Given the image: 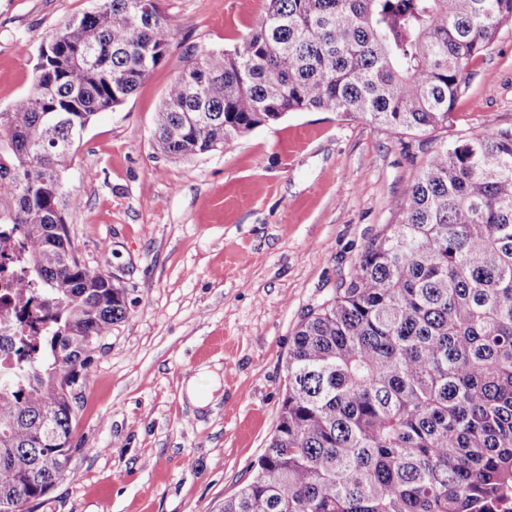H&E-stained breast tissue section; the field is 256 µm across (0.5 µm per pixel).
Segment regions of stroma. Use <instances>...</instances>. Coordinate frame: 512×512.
<instances>
[{"label": "stroma", "instance_id": "obj_1", "mask_svg": "<svg viewBox=\"0 0 512 512\" xmlns=\"http://www.w3.org/2000/svg\"><path fill=\"white\" fill-rule=\"evenodd\" d=\"M170 47L126 101L97 113L63 169L72 246L124 288L96 343L67 475L33 512H218L275 431L297 325L446 140L512 124V24L470 68L447 128L394 133L293 112L228 150L172 158L154 114L190 55L238 44L264 0H156ZM94 0H0V111L26 94L41 43ZM195 381L207 397L194 406Z\"/></svg>", "mask_w": 512, "mask_h": 512}]
</instances>
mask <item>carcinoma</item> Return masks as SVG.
<instances>
[{
	"label": "carcinoma",
	"mask_w": 512,
	"mask_h": 512,
	"mask_svg": "<svg viewBox=\"0 0 512 512\" xmlns=\"http://www.w3.org/2000/svg\"><path fill=\"white\" fill-rule=\"evenodd\" d=\"M509 23L512 0H265L238 45L173 80L153 138L206 154L290 112L444 128L463 70ZM168 46L154 0H98L0 112V225L21 228L50 306L22 369L0 374V512H30L65 475L74 389L127 314L124 289L74 259L64 162ZM395 208L298 324L274 435L220 512H498L512 495V125L439 146Z\"/></svg>",
	"instance_id": "cac0c4a2"
}]
</instances>
